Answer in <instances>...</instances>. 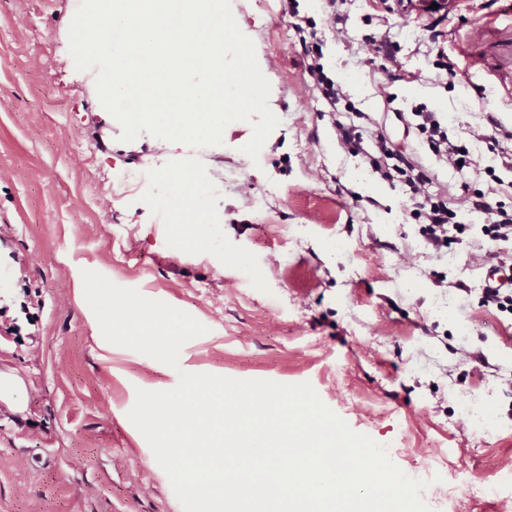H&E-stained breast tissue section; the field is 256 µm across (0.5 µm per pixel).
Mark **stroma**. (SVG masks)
<instances>
[{
    "label": "stroma",
    "instance_id": "stroma-1",
    "mask_svg": "<svg viewBox=\"0 0 512 512\" xmlns=\"http://www.w3.org/2000/svg\"><path fill=\"white\" fill-rule=\"evenodd\" d=\"M447 2L437 21L397 0H300L339 92L333 108L306 73L283 0H231L270 64L280 120L254 162L241 151L247 122L203 150L145 133L121 142L120 125L96 110L91 74L73 82L64 65H38L67 59L72 0H0V300L19 326L0 335V369L29 387L23 419L0 409V512H183L128 418L137 389H172L182 371L311 383L408 476L437 473L474 512H497L484 475L512 465V314L480 297L512 246L479 235L493 216L462 200L482 192L512 207V191L492 188L512 173L434 156L413 110L438 112L453 139L490 115L512 130V0ZM477 20L488 29L472 41ZM432 23L452 77L436 67ZM371 40L399 45L396 60L368 56ZM349 121L414 153L430 192L469 225L463 244L429 258L403 185L339 146L336 125ZM127 167L223 173L214 224L196 238L191 224L170 223L165 198L113 191ZM86 269L191 314L206 334L175 369L102 340L81 301Z\"/></svg>",
    "mask_w": 512,
    "mask_h": 512
}]
</instances>
